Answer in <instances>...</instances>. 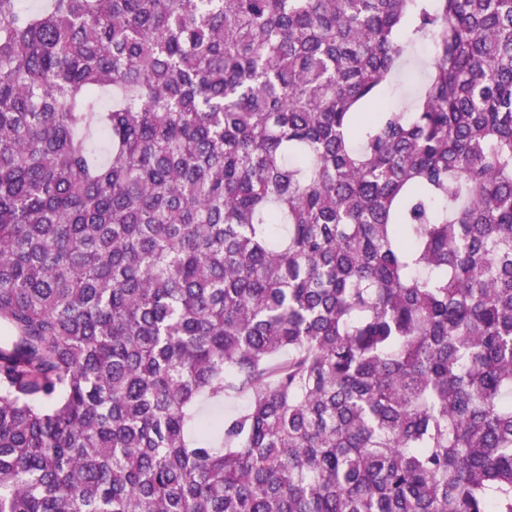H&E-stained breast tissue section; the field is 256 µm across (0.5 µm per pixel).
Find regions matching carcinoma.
I'll return each instance as SVG.
<instances>
[{
  "label": "carcinoma",
  "mask_w": 512,
  "mask_h": 512,
  "mask_svg": "<svg viewBox=\"0 0 512 512\" xmlns=\"http://www.w3.org/2000/svg\"><path fill=\"white\" fill-rule=\"evenodd\" d=\"M0 330V512H512V0H0ZM431 60V48L428 44L414 47L411 51L408 65L395 76L394 84L405 82L411 72L419 73Z\"/></svg>",
  "instance_id": "obj_1"
}]
</instances>
